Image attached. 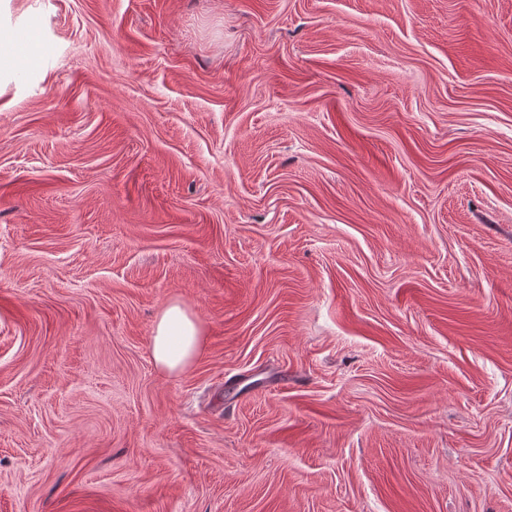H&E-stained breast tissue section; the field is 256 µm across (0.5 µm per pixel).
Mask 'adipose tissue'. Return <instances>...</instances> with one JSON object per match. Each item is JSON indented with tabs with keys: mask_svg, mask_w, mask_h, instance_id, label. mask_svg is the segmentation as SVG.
Masks as SVG:
<instances>
[{
	"mask_svg": "<svg viewBox=\"0 0 512 512\" xmlns=\"http://www.w3.org/2000/svg\"><path fill=\"white\" fill-rule=\"evenodd\" d=\"M202 346V331L181 303L168 305L160 315L152 340L151 355L163 371L185 369Z\"/></svg>",
	"mask_w": 512,
	"mask_h": 512,
	"instance_id": "obj_1",
	"label": "adipose tissue"
}]
</instances>
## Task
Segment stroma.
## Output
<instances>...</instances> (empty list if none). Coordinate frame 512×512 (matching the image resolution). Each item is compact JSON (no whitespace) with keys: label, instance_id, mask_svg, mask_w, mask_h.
I'll list each match as a JSON object with an SVG mask.
<instances>
[{"label":"stroma","instance_id":"35a3bbf8","mask_svg":"<svg viewBox=\"0 0 512 512\" xmlns=\"http://www.w3.org/2000/svg\"><path fill=\"white\" fill-rule=\"evenodd\" d=\"M0 30V512H512V0ZM202 331L179 302L168 305L160 315L152 340L151 355L163 371L185 369L199 353Z\"/></svg>","mask_w":512,"mask_h":512}]
</instances>
